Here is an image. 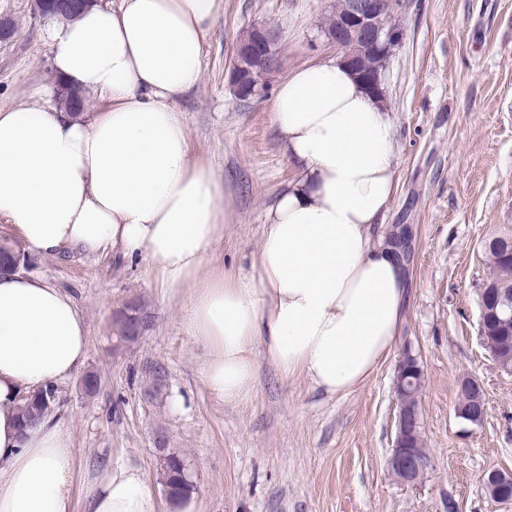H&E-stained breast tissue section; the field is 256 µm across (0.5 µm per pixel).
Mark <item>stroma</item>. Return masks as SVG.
<instances>
[{
	"label": "stroma",
	"mask_w": 512,
	"mask_h": 512,
	"mask_svg": "<svg viewBox=\"0 0 512 512\" xmlns=\"http://www.w3.org/2000/svg\"><path fill=\"white\" fill-rule=\"evenodd\" d=\"M336 0H224L202 55V78L177 103L192 159L225 188L224 236L204 273L247 272L268 208L294 175L272 124L279 83L299 67L335 57L323 33ZM12 38L0 42V107L42 105L53 88L51 47L32 0H0ZM403 30L385 72L383 100L393 120L397 191L385 224L416 227V255L402 340L364 384L345 395L283 376L260 361L250 399L223 404L207 391L205 351L184 327L187 300L163 287L146 259L76 250L32 256L31 269L78 305L87 336L83 372L100 387L86 395L81 375L59 382L54 415L74 454L73 512H84L85 481L113 464L139 468L156 512H512L484 480L512 471V372L478 337L480 288L491 272L485 243L512 237V0H401ZM282 31V66L260 95L240 101L230 84L237 43L255 24ZM138 302L140 338L116 349L114 309ZM410 349L424 371L419 414L431 466L402 485L389 458L397 404L396 365ZM474 376L487 412L458 418L459 381ZM186 461L194 491L167 502L155 439Z\"/></svg>",
	"instance_id": "stroma-1"
}]
</instances>
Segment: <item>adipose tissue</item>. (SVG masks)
I'll return each mask as SVG.
<instances>
[{
	"label": "adipose tissue",
	"instance_id": "ef3b65f1",
	"mask_svg": "<svg viewBox=\"0 0 512 512\" xmlns=\"http://www.w3.org/2000/svg\"><path fill=\"white\" fill-rule=\"evenodd\" d=\"M223 0H120L44 35L57 75L94 96L92 115L0 108V223L26 251L74 247L145 258L189 291L188 332L203 380L231 403L255 388L258 358L324 392L366 382L394 348L407 283L385 213L397 190L392 117L339 59L277 87L271 118L295 164L266 213L248 275H202L222 234L223 190L192 161L176 102L196 89ZM87 338L72 299L39 275L0 277V512H72L73 450L45 418L18 427L23 394L70 378ZM86 512H156L140 469L89 485Z\"/></svg>",
	"mask_w": 512,
	"mask_h": 512
}]
</instances>
